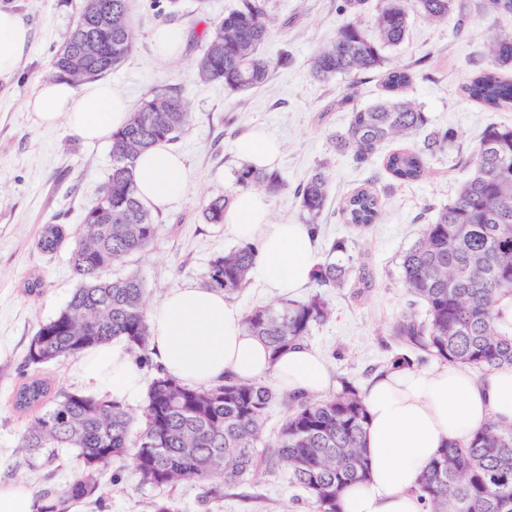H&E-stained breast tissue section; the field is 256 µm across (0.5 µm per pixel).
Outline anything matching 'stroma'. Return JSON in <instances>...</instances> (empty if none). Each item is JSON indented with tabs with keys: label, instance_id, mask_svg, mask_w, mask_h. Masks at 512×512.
Segmentation results:
<instances>
[{
	"label": "stroma",
	"instance_id": "35a3bbf8",
	"mask_svg": "<svg viewBox=\"0 0 512 512\" xmlns=\"http://www.w3.org/2000/svg\"><path fill=\"white\" fill-rule=\"evenodd\" d=\"M340 2L269 0L274 22L261 51L274 66L262 86L233 94L222 82L201 81L196 65L208 26L239 0H209L202 11L197 0H132L137 49L110 79L135 107L156 87H182L192 117L172 148L183 156L188 184L181 200L154 210L161 229L149 250L106 272L110 278L137 273L151 308L169 290L200 285L210 260L237 244L223 225L203 222L201 206L234 190L236 172L246 163L238 140L252 129L282 143L276 171L287 187L266 196L272 222L302 223L296 192L317 165L328 163L329 195L317 221V261L348 266L363 261L370 273L368 287L329 292L333 314L314 326L306 341L329 362L335 392L347 384L365 389L376 373L402 356V347L388 334L389 325L412 301L403 284L402 255L467 179L469 170L458 165L459 156L478 144L486 127L512 126V109L487 110L463 91L476 67L488 62L490 42L512 34V15L485 11L482 0H456L447 21L431 23L421 15L418 0H407L408 33L383 54L387 64L414 72L406 95L425 112L429 129H452L456 142L429 157L424 179L396 187L383 162L386 153L399 149V141L386 144L362 166L350 153L334 151L332 139L345 132L352 109L368 107L385 94L377 71L328 80L311 72L313 54L340 26L351 23L365 33L374 31L379 0L347 12L339 11ZM83 3L0 0L31 29L30 48L18 74L0 80V481L13 480L23 471L34 489L48 481L65 482L78 463L66 453L50 468L27 471L16 443L28 417L13 409L12 399L23 381L21 366L31 336L59 313L78 285L70 252L83 211L112 168V154L110 143L88 144L65 127L37 126L25 103L67 30L76 24ZM171 23L183 28L185 40L177 57L162 58L151 36L157 26ZM283 55L288 58L284 65L278 62ZM364 186L383 189L382 218L359 234L343 223L340 209L352 191ZM52 219L64 224L69 236L57 253L47 255L36 242L43 224ZM339 240L345 241V251H334ZM35 275L44 277L45 286L31 294L25 286ZM119 470V476L107 471L100 479L106 512H147L148 502L158 497L169 499L174 512H315L312 500L284 468L275 476L260 475L225 488L223 499L211 502L204 499L202 481L158 488L142 483L133 460L120 463Z\"/></svg>",
	"mask_w": 512,
	"mask_h": 512
}]
</instances>
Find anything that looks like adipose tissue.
Masks as SVG:
<instances>
[{
	"mask_svg": "<svg viewBox=\"0 0 512 512\" xmlns=\"http://www.w3.org/2000/svg\"><path fill=\"white\" fill-rule=\"evenodd\" d=\"M29 40L26 23L0 6V79L18 73ZM27 108L39 126L62 124L86 141L109 138L132 110L129 99L106 79L80 85L38 80ZM135 180L138 198L157 208L182 198L187 187L181 157L161 147L137 158ZM224 224L236 240L257 246L256 277L263 288L292 293L310 282L316 256L308 225L271 223L264 196L250 191L235 193ZM149 322L152 357L182 383L208 386L231 378L305 394L323 393L330 384L323 360L305 344L272 355L246 329L241 307L223 292L176 289L151 311ZM70 373L94 394L120 402L143 390L139 368L123 342L84 350L71 362ZM363 399L370 478L346 491L345 512H421L411 488L441 448L466 440L491 420L512 425V369L480 378L462 366L390 369L370 383Z\"/></svg>",
	"mask_w": 512,
	"mask_h": 512,
	"instance_id": "ef3b65f1",
	"label": "adipose tissue"
}]
</instances>
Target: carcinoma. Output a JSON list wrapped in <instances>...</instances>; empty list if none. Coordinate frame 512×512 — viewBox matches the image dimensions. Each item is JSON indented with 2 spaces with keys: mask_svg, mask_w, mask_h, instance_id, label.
<instances>
[{
  "mask_svg": "<svg viewBox=\"0 0 512 512\" xmlns=\"http://www.w3.org/2000/svg\"><path fill=\"white\" fill-rule=\"evenodd\" d=\"M129 0H84L79 19L53 56L48 77L74 83L100 79L119 68L136 49V25ZM268 0H241L212 23L197 74L221 81L237 92L264 83L271 62L258 56L273 18ZM431 21L448 17L455 0H419ZM375 37L357 26L342 25L315 54L312 70L328 79L383 70L386 96L351 112L345 133L333 147L350 151L361 165L388 141L425 133L421 146L395 150L384 167L400 183L427 174V156L453 147L450 130L426 132L421 111L404 90L414 74L387 67L382 51L399 45L408 30L404 0H383L374 19ZM512 64V36L497 38L489 64L464 85L466 96L494 110L512 107V80L499 66ZM189 102L179 87L149 92L130 113L127 124L112 133V169L98 196L83 212L82 231L70 255L79 279L66 306L42 323L32 336L24 367L62 362L83 350L122 338L146 361L151 337L147 289L136 273L116 279L103 272L148 250L160 231L150 210L136 196L135 161L146 150L176 140L189 123ZM473 170L458 196L443 206L403 255L405 288L423 311L405 313L389 326V335L409 354L394 360L412 368L427 357L463 365L480 373L512 367V126L488 127L477 146L459 159ZM327 164H320L297 191L307 223L315 224L325 208ZM241 191L262 186L270 193L283 183L275 171L250 166L237 171ZM233 195L208 200L201 214L207 224L224 223ZM345 223L364 233L380 220V192L358 188L343 202ZM63 224H45L37 240L43 252L64 242ZM257 248L243 243L213 258L204 287L225 295L242 292L257 261ZM319 288L367 285L363 265L326 263L315 267ZM331 315L326 299L282 300L258 306L244 316L247 329L268 344L273 355L304 341L312 328ZM280 400L287 414L273 441L265 436L269 408ZM14 409L34 413L18 435L17 447L29 466H48L66 451L77 452L80 467L66 484L45 485L35 492L36 512H71L77 503L103 507L100 478L109 467L133 458L144 483L160 487L187 478L207 483V497L219 500L224 487L288 467L292 481L304 488L316 512H344L343 494L364 482L369 467L364 451L368 414L361 393L345 385L334 395L279 397L269 386L227 380L191 387L162 370L151 380L143 408V425L131 436L134 416L116 400L78 392H52L36 375L19 385ZM412 492L423 512H512V426L488 422L464 442L440 449L418 475Z\"/></svg>",
  "mask_w": 512,
  "mask_h": 512,
  "instance_id": "1",
  "label": "carcinoma"
}]
</instances>
